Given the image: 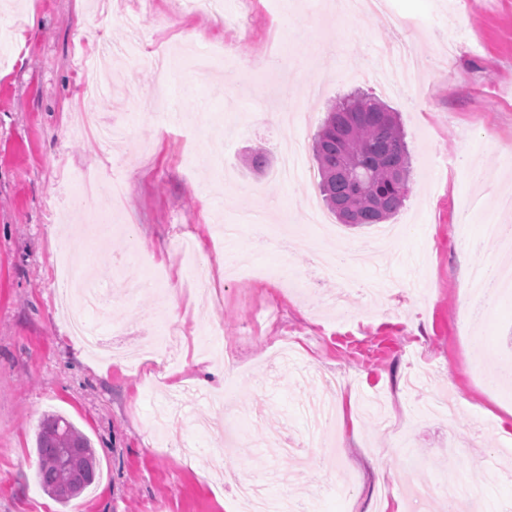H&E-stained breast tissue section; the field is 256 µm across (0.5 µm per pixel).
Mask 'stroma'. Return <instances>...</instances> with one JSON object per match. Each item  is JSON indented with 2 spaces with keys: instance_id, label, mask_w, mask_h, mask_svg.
Instances as JSON below:
<instances>
[{
  "instance_id": "1",
  "label": "stroma",
  "mask_w": 512,
  "mask_h": 512,
  "mask_svg": "<svg viewBox=\"0 0 512 512\" xmlns=\"http://www.w3.org/2000/svg\"><path fill=\"white\" fill-rule=\"evenodd\" d=\"M223 2L237 26L185 13L179 0H0V512H242L235 486L244 477L308 512H377L385 485L414 512L407 485L447 493L463 475L493 487L506 512L512 385L490 392L485 382L497 360L512 358V289L491 317L469 315L470 269L506 258L462 205L475 199L486 217L512 225V208L499 206L512 190V0H391L415 26V65L428 78L420 94L379 78L377 54L394 34L373 18L306 0ZM273 21L287 46L276 66L266 42ZM449 43L447 63L439 53ZM150 48L174 51L170 78L137 66ZM87 82L101 90L92 104L100 125L126 128L128 141L105 150L95 131L73 135ZM354 91L399 113L412 191L390 220L399 239L347 271L356 316L340 324L332 304L343 281L323 276L316 253L360 247L375 229L341 224L325 239L302 222L319 175L313 138L328 105ZM160 93L173 104L164 123L136 106ZM283 104L309 115L304 169L290 183L273 177L295 137L277 117ZM255 150L267 160L260 171L244 162ZM475 168L484 181H470ZM77 174L97 192L60 204ZM116 176L126 195L89 272L100 285L125 278L143 288L113 299L99 332L134 346L163 316L183 339L176 388L165 379V347L139 370L100 363L74 351L57 308L60 255L85 258L61 240L84 239ZM257 187L268 223L292 233L259 240L247 230L223 249L291 270L296 285L224 281L219 303L186 289L178 238H194L209 259L215 226L254 211ZM211 324L222 333L214 343ZM216 352L234 359L235 372L213 361ZM326 376L339 379L356 422L321 446L310 425ZM214 392L230 394L234 429L157 423L168 400L193 413ZM51 412L90 439L99 461V477L67 506L35 476L36 434ZM213 448L229 461L220 476ZM412 456L421 466L409 467Z\"/></svg>"
}]
</instances>
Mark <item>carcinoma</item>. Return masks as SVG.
Wrapping results in <instances>:
<instances>
[{
	"mask_svg": "<svg viewBox=\"0 0 512 512\" xmlns=\"http://www.w3.org/2000/svg\"><path fill=\"white\" fill-rule=\"evenodd\" d=\"M313 150L321 193L344 224H380L397 212L412 191L407 146L397 115L367 93H352L329 107ZM35 452L39 484L64 506L96 479L94 448L60 415L43 416Z\"/></svg>",
	"mask_w": 512,
	"mask_h": 512,
	"instance_id": "obj_1",
	"label": "carcinoma"
}]
</instances>
